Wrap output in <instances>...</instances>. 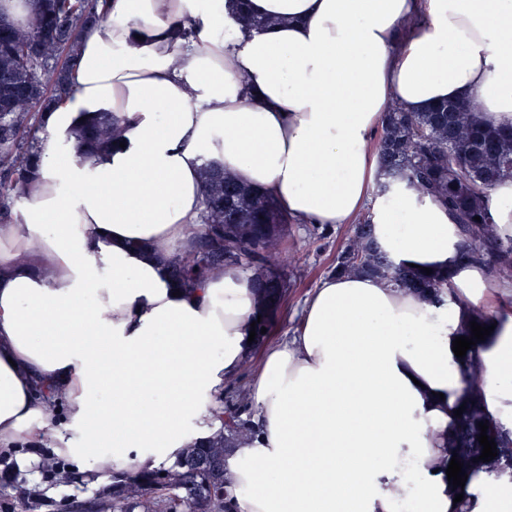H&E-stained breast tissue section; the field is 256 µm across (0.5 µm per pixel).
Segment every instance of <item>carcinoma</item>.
Instances as JSON below:
<instances>
[{"label":"carcinoma","instance_id":"carcinoma-1","mask_svg":"<svg viewBox=\"0 0 512 512\" xmlns=\"http://www.w3.org/2000/svg\"><path fill=\"white\" fill-rule=\"evenodd\" d=\"M107 15V0H31L25 25L0 26L1 224L13 221L14 203L23 197L21 188L38 165L40 125L35 112L56 107L69 96L80 33ZM123 133L119 118L101 112L76 132L78 149L87 157ZM376 148L386 176L377 186L378 195H385L391 182L405 180L432 196L448 208L466 256L486 266L493 281H512V236H501L489 216V192L512 179V124L485 125L467 103L447 102L426 112L394 106L384 115ZM201 179L203 227L195 232L191 249L171 259V277L184 288H195L219 267L249 271L263 308L259 333L278 313L287 287L281 256L288 250L290 220L271 197L218 165H206ZM336 272L390 281L428 302L452 295L448 275L425 276L395 266L369 214L351 226L336 257ZM221 420L219 432L208 443L185 449L176 468L115 473L111 487L94 499L73 503L71 512H238L224 481V465L230 448L251 433V426L234 403L222 408ZM483 421L497 448L512 444V432L489 420L483 402L474 397L448 437V447L479 457L478 423ZM0 487L8 490L6 505L12 512H38L42 507L22 480L0 474Z\"/></svg>","mask_w":512,"mask_h":512}]
</instances>
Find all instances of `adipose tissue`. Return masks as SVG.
<instances>
[{"instance_id": "adipose-tissue-1", "label": "adipose tissue", "mask_w": 512, "mask_h": 512, "mask_svg": "<svg viewBox=\"0 0 512 512\" xmlns=\"http://www.w3.org/2000/svg\"><path fill=\"white\" fill-rule=\"evenodd\" d=\"M73 82L42 114L17 223L0 224V451L30 470L52 445L99 486L218 432L224 381L252 350L249 276L180 289L165 266L201 226L214 163L295 224L371 213L395 265L448 272L456 294L423 302L365 275L317 285L250 382L254 433L226 461L239 512H393L410 459L416 512H460L433 466L466 388L453 341L469 309L490 313L482 396L512 428V283L463 256L439 202L404 181L375 195V138L394 104L471 102L485 123L512 122V0H110ZM101 112L124 119L123 142L80 157L74 132ZM461 493L471 512H512V485L485 470Z\"/></svg>"}]
</instances>
